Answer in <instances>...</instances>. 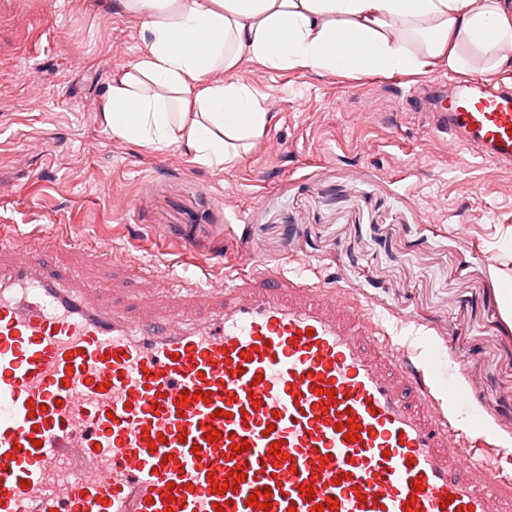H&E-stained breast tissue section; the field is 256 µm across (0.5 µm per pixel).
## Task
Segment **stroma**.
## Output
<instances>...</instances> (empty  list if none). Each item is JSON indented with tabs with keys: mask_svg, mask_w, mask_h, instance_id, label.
Wrapping results in <instances>:
<instances>
[{
	"mask_svg": "<svg viewBox=\"0 0 512 512\" xmlns=\"http://www.w3.org/2000/svg\"><path fill=\"white\" fill-rule=\"evenodd\" d=\"M107 2L0 0V230L115 292L164 285L114 274L125 251L199 282L250 257L340 284L394 344L448 368L454 418L488 443L480 459L512 464V326L497 303L512 281V169L450 154L392 86L447 62L389 76L241 60L233 74L269 121L220 171L102 125L111 74L142 50L138 20Z\"/></svg>",
	"mask_w": 512,
	"mask_h": 512,
	"instance_id": "1",
	"label": "stroma"
}]
</instances>
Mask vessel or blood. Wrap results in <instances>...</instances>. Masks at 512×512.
I'll list each match as a JSON object with an SVG mask.
<instances>
[{"mask_svg":"<svg viewBox=\"0 0 512 512\" xmlns=\"http://www.w3.org/2000/svg\"><path fill=\"white\" fill-rule=\"evenodd\" d=\"M400 105L455 152L512 167L511 87L437 75ZM437 378L368 304L297 271L253 264L119 302L0 235V512H512V473L475 460Z\"/></svg>","mask_w":512,"mask_h":512,"instance_id":"b4317fda","label":"vessel or blood"}]
</instances>
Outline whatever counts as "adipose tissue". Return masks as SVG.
Wrapping results in <instances>:
<instances>
[{
    "label": "adipose tissue",
    "mask_w": 512,
    "mask_h": 512,
    "mask_svg": "<svg viewBox=\"0 0 512 512\" xmlns=\"http://www.w3.org/2000/svg\"><path fill=\"white\" fill-rule=\"evenodd\" d=\"M140 22L143 50L112 73L101 115L112 136L179 146L214 169L268 123L245 84L221 81L242 58L269 69L358 74L512 65L501 0H109Z\"/></svg>",
    "instance_id": "1"
}]
</instances>
